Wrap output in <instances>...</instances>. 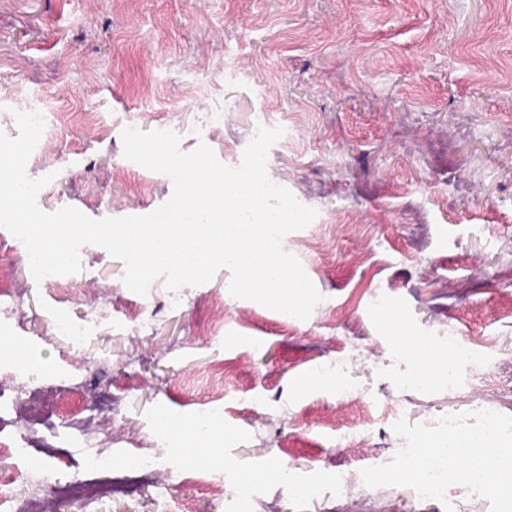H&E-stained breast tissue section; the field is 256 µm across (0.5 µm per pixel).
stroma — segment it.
<instances>
[{
	"instance_id": "obj_1",
	"label": "stroma",
	"mask_w": 512,
	"mask_h": 512,
	"mask_svg": "<svg viewBox=\"0 0 512 512\" xmlns=\"http://www.w3.org/2000/svg\"><path fill=\"white\" fill-rule=\"evenodd\" d=\"M32 104L53 115L26 167L53 177L39 208L92 219L172 195L170 177L125 157L129 125L175 131L185 152L205 142L231 167L258 127H281L268 176L317 212L284 247L322 300L300 320L232 297L225 269L179 303L160 280L143 297L96 245L81 272L39 283L0 228L23 301L0 331L15 353L0 392L23 409L10 374L36 365L56 401L28 428L24 461L8 445L25 428L0 417V479L23 487L32 461L63 482L99 481L77 445L94 423L112 477L136 454L168 467L133 495L59 512H239L236 485L200 490L228 469L251 479L250 512H491L461 484L442 502L367 487L360 471L403 447L399 419L512 416V0H0V133L17 137L13 114ZM105 301L111 318L82 342L59 334L60 318ZM406 336L439 348L455 336L476 356L453 382L422 385ZM212 407L215 454L176 460L158 414L192 422ZM285 467L321 497L296 501Z\"/></svg>"
}]
</instances>
